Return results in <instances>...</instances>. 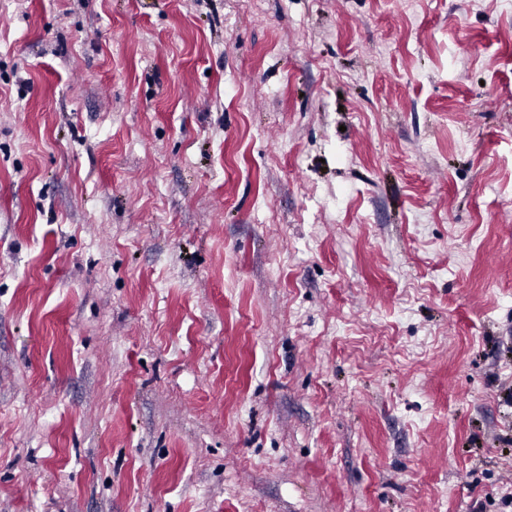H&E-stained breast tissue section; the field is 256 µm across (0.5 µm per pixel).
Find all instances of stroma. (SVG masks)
Here are the masks:
<instances>
[{
  "instance_id": "obj_1",
  "label": "stroma",
  "mask_w": 512,
  "mask_h": 512,
  "mask_svg": "<svg viewBox=\"0 0 512 512\" xmlns=\"http://www.w3.org/2000/svg\"><path fill=\"white\" fill-rule=\"evenodd\" d=\"M0 0V512H500L512 0Z\"/></svg>"
}]
</instances>
